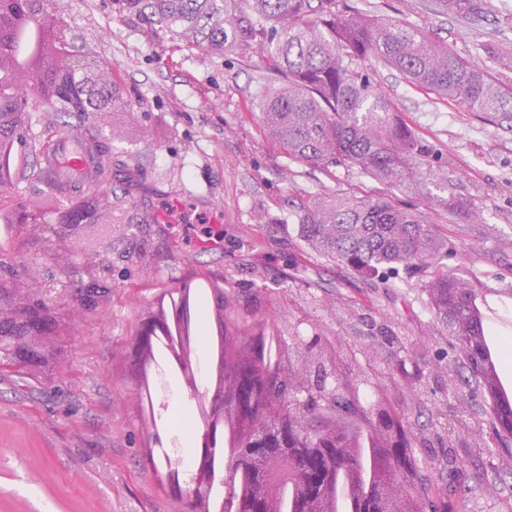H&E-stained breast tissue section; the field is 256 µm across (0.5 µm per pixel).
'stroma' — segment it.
<instances>
[{
    "label": "stroma",
    "mask_w": 512,
    "mask_h": 512,
    "mask_svg": "<svg viewBox=\"0 0 512 512\" xmlns=\"http://www.w3.org/2000/svg\"><path fill=\"white\" fill-rule=\"evenodd\" d=\"M358 3L427 27L456 56L512 81L483 49L493 40L512 51V0H484L479 21L433 12L431 0ZM60 19L69 51L95 62L120 104L80 116L31 106L13 141L25 177L0 187V202H34L45 226L58 223L64 196L39 163L71 129L101 139L110 177L90 195L70 189L98 214L80 240L51 248L13 228L0 273L54 281L69 297L96 279L112 294L104 317L66 319L27 374L0 371V512H181L144 458L134 336L159 297L187 279L230 298L255 296L264 320L281 311L320 323L341 371L422 426L412 448L422 493L447 498L453 512H512V440H499L483 385L463 384L458 344L435 319L420 275L400 265L387 283L370 280L313 253L299 234L302 208L326 196L383 197L423 212L445 244L444 265L512 319V120L372 65L371 83L427 150L414 182L389 187L355 167L314 169L281 153L260 119L268 79L257 57L173 40L123 0H71ZM435 182L454 209L429 210ZM175 195L180 207L166 212ZM154 212L163 223L150 221ZM203 224L223 225L220 248L198 249ZM349 309L389 335H345Z\"/></svg>",
    "instance_id": "stroma-1"
}]
</instances>
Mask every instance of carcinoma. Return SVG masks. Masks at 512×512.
<instances>
[{
    "label": "carcinoma",
    "instance_id": "carcinoma-1",
    "mask_svg": "<svg viewBox=\"0 0 512 512\" xmlns=\"http://www.w3.org/2000/svg\"><path fill=\"white\" fill-rule=\"evenodd\" d=\"M129 13L203 51L240 47L265 63L278 80L260 102L261 121L289 158L322 169L357 167L383 184L414 179L426 153L391 102L370 82L374 62L411 83L459 101L474 112L512 117V84L471 67L406 20L373 18L339 0H124ZM483 0H434V11L476 20ZM499 65L512 70V54L484 44ZM301 237L319 253L369 277L395 264L424 273L435 316L464 341L484 335L477 294L466 278L441 266L442 242L422 214L380 198H320L301 217ZM464 290L448 318V289ZM359 393L348 388L330 409L305 421L313 431L333 425Z\"/></svg>",
    "mask_w": 512,
    "mask_h": 512
}]
</instances>
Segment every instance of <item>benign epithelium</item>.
<instances>
[{
  "label": "benign epithelium",
  "mask_w": 512,
  "mask_h": 512,
  "mask_svg": "<svg viewBox=\"0 0 512 512\" xmlns=\"http://www.w3.org/2000/svg\"><path fill=\"white\" fill-rule=\"evenodd\" d=\"M58 0H0V68L8 55L12 27L37 17L53 26L52 44H67L66 30L57 15ZM71 58L53 74L44 100L56 105L65 99L89 105L90 91L97 86L91 76L92 62L84 59L81 78L71 79ZM28 97V85L18 83L11 70L10 93L0 96V133L20 134L23 112L18 103ZM97 213L66 205L62 221L53 228L58 243L76 236L83 223H95ZM38 209L30 204L13 212V222L36 232ZM15 274L0 275V368L23 373L47 351L42 337L55 328L61 293L41 283L20 287ZM112 289L96 284L85 289L71 312L80 318L91 311L105 315ZM213 337L232 345L240 336L224 323V291H214ZM310 333L301 331L302 325ZM161 327L154 315L146 317L137 336V352L149 348ZM292 347L284 370L275 377L258 373L252 351H235L204 367L185 363L182 371L200 408L206 411L195 455L194 470L185 485L179 471L167 470L169 494L183 502V512H282L281 490L292 488L289 512H330L329 492L336 476L349 470L361 478L354 455L358 431L350 426L306 431L303 422L312 410L327 407L349 380L336 374V355L327 345L315 346L320 327L301 316L289 325ZM235 420L239 441L223 445L224 420ZM370 432L377 453L368 485L356 487L349 512H448V503L420 493L415 486L417 464L412 449L405 447L403 429L385 408L375 409Z\"/></svg>",
  "instance_id": "obj_1"
}]
</instances>
